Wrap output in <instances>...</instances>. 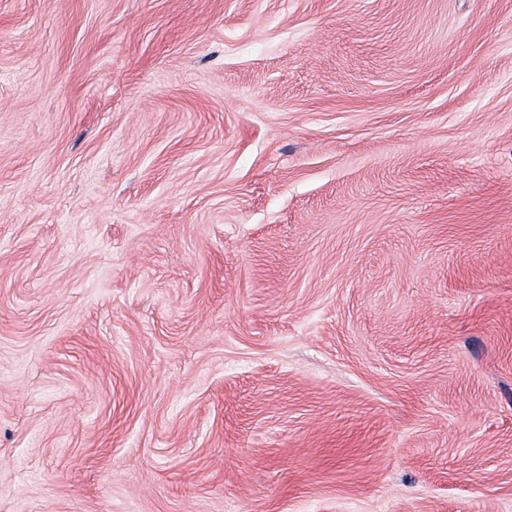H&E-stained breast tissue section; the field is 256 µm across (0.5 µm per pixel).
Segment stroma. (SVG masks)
Listing matches in <instances>:
<instances>
[{"mask_svg":"<svg viewBox=\"0 0 512 512\" xmlns=\"http://www.w3.org/2000/svg\"><path fill=\"white\" fill-rule=\"evenodd\" d=\"M0 512H512V0H0Z\"/></svg>","mask_w":512,"mask_h":512,"instance_id":"35a3bbf8","label":"stroma"}]
</instances>
